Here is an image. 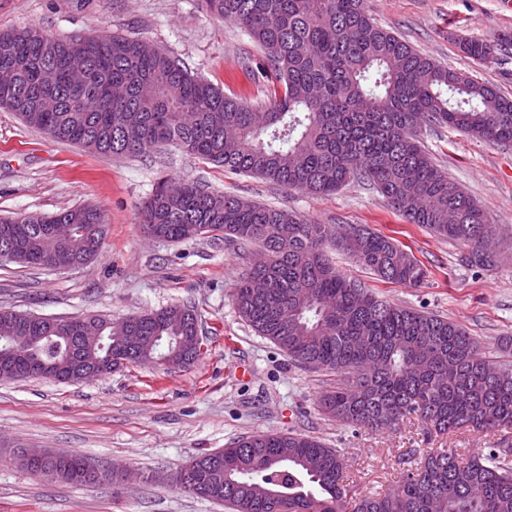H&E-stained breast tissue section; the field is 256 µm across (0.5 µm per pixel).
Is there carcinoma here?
Masks as SVG:
<instances>
[{
	"label": "carcinoma",
	"instance_id": "cac0c4a2",
	"mask_svg": "<svg viewBox=\"0 0 512 512\" xmlns=\"http://www.w3.org/2000/svg\"><path fill=\"white\" fill-rule=\"evenodd\" d=\"M263 50L257 76L271 82L253 108L192 76L180 62L125 34L56 38L29 25L0 32V107L50 138L102 155L133 157L176 145L232 172L313 195L368 181L411 224L468 247L467 265L495 266V226L466 192L448 195V174L423 149L424 125L497 144L512 143V99L467 72L448 68L379 26L366 0H202ZM475 63L489 44L464 40ZM153 237L180 242L215 232L243 250L270 255L235 288L242 317L288 358L336 374L318 406L323 415L371 431L420 417L426 434L462 427L491 433L512 427V364L487 357L466 330L444 317L390 304L341 273L336 249L377 278L422 286L428 269L392 237L367 227L317 224L283 208L248 203L194 182L168 197L157 189L141 209ZM53 249L50 224L106 226L99 209L0 217ZM100 236L76 231L74 256L96 258ZM139 351L127 364L178 366L179 338L199 326L188 306L132 317ZM16 334L15 311L0 308V336ZM80 344L51 332L17 360L66 365ZM80 454L53 455L61 481L89 484ZM190 465L206 473L200 497L229 512H346L351 476L341 454L301 433H262L204 453ZM352 512H512V447L459 458L430 453L392 490L361 496Z\"/></svg>",
	"mask_w": 512,
	"mask_h": 512
}]
</instances>
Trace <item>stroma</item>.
Listing matches in <instances>:
<instances>
[{
  "label": "stroma",
  "instance_id": "35a3bbf8",
  "mask_svg": "<svg viewBox=\"0 0 512 512\" xmlns=\"http://www.w3.org/2000/svg\"><path fill=\"white\" fill-rule=\"evenodd\" d=\"M384 28L450 68L472 71L512 97V0H367ZM33 25L56 37L124 33L176 57L192 74L251 106L269 85L250 64L261 48L199 0H0V31ZM462 39L494 47L474 64ZM419 137L449 179L481 204L496 229V266L461 263L466 248L407 223L372 185L328 196L287 190L167 146L138 157L101 156L51 139L0 108V216L52 214L91 205L108 231L96 259L71 270L0 265V307L39 316L86 313L119 320L173 304L195 307L202 354L187 368L130 365L102 378L59 383L0 381V512H226L171 482L196 456L262 432H297L339 449L358 492H382L414 467L418 452H475L512 438L460 430L425 438L417 418L395 431L352 430L324 417L319 394L335 374L293 364L242 319L232 294L252 255L206 237L170 243L144 232L139 213L158 184L195 181L213 192L282 207L319 224H365L393 237L428 268L419 288L383 284L351 258L336 266L391 303L442 315L486 355L512 363V145L423 127ZM79 453L128 469L131 481L78 485L21 468L14 452Z\"/></svg>",
  "mask_w": 512,
  "mask_h": 512
}]
</instances>
